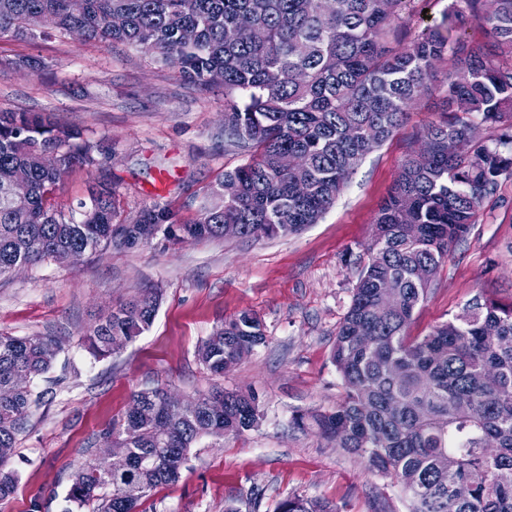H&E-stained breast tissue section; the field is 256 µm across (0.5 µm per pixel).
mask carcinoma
Segmentation results:
<instances>
[{"mask_svg":"<svg viewBox=\"0 0 512 512\" xmlns=\"http://www.w3.org/2000/svg\"><path fill=\"white\" fill-rule=\"evenodd\" d=\"M492 2L487 7L486 2ZM413 0H0V35L35 36L25 20L44 14L55 30L77 28L87 39L121 42L166 63L190 82L224 86V137L247 155L209 192L201 217L181 223L167 206L118 222L112 187L99 183L68 213L55 195L74 167L100 164L99 145L36 112L0 113V277L18 266L67 261L72 250L130 248L157 235L173 244L237 237L260 240L317 223L363 158L382 146L427 92L446 119L427 126L433 151L412 152L373 225L360 279L337 333L332 361L345 388L329 411L294 416L367 466L392 477L408 512H446L448 490L467 481L456 512H512V302L473 298L423 336L408 329L434 270L463 240L484 200L512 176V0H451L442 24L400 37ZM124 18L114 28L112 16ZM250 33L229 42L240 18ZM480 25L492 38L486 52L465 37ZM447 26L449 35L442 34ZM456 36H450L451 32ZM460 143L448 153L443 144ZM288 153L302 160L284 170ZM23 168L29 193L20 200L12 176ZM231 183L235 190L224 192ZM155 228L143 232L138 221ZM415 229L409 231L405 222ZM161 299L150 288L98 319L85 336L96 359L112 341H134L149 329ZM365 330L373 344L360 346ZM265 342L248 312L214 329L199 361L221 377ZM62 342L51 335L0 333V501L15 493L5 470L36 403L20 375L47 373ZM157 389L135 393L141 411L126 410L100 432L130 450L115 474L104 458L70 476L68 500L93 512H138L143 499L181 477L198 439L239 435L260 424L261 400L251 389L215 387L182 418L166 413ZM224 396V414L210 400ZM276 512H333L302 496Z\"/></svg>","mask_w":512,"mask_h":512,"instance_id":"carcinoma-1","label":"carcinoma"}]
</instances>
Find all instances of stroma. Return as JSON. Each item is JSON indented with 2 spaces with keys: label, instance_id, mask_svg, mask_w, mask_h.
<instances>
[{
  "label": "stroma",
  "instance_id": "stroma-1",
  "mask_svg": "<svg viewBox=\"0 0 512 512\" xmlns=\"http://www.w3.org/2000/svg\"><path fill=\"white\" fill-rule=\"evenodd\" d=\"M412 7L400 22L407 39L440 25L448 0H414ZM21 58L26 66H18ZM0 112L46 114L106 147L99 166L64 176L56 201L65 209L89 183L105 179L121 218L160 203L193 221L225 170L245 160L224 143L222 85H194L178 66L124 44L0 37ZM441 119L433 99L423 98L362 160L318 223L299 233L176 246L158 237L1 278L0 332L52 335L63 350L32 385L40 400L6 465L18 485L0 512H28L38 495L43 512H65L71 473L94 459L92 442L132 395L155 387L186 398L208 392L218 380L199 361L198 346L244 311L261 320L266 341L218 382L258 392L259 427L200 438L179 482L158 488L141 512H275L295 495L329 502L335 512H407L390 477L316 430L295 427L292 417L341 402L332 350L361 272L355 257L404 160L427 125ZM148 288L162 291L149 331L110 358H93L82 339L96 318ZM477 296L512 301V178L501 180L452 246L414 312L410 335L427 334Z\"/></svg>",
  "mask_w": 512,
  "mask_h": 512
}]
</instances>
